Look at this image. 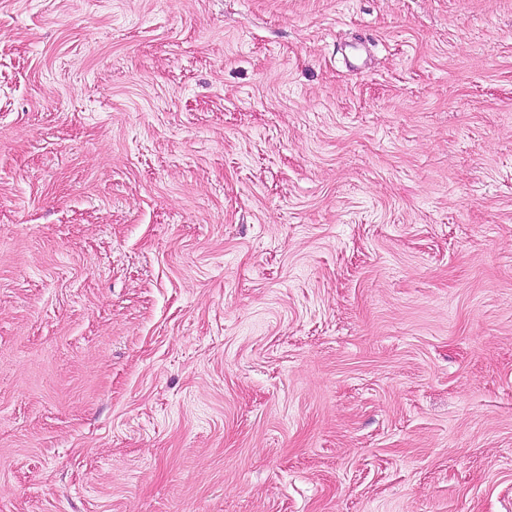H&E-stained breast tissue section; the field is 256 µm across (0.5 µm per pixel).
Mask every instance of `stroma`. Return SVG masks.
<instances>
[{
    "label": "stroma",
    "mask_w": 512,
    "mask_h": 512,
    "mask_svg": "<svg viewBox=\"0 0 512 512\" xmlns=\"http://www.w3.org/2000/svg\"><path fill=\"white\" fill-rule=\"evenodd\" d=\"M0 512H512V0H0Z\"/></svg>",
    "instance_id": "obj_1"
}]
</instances>
